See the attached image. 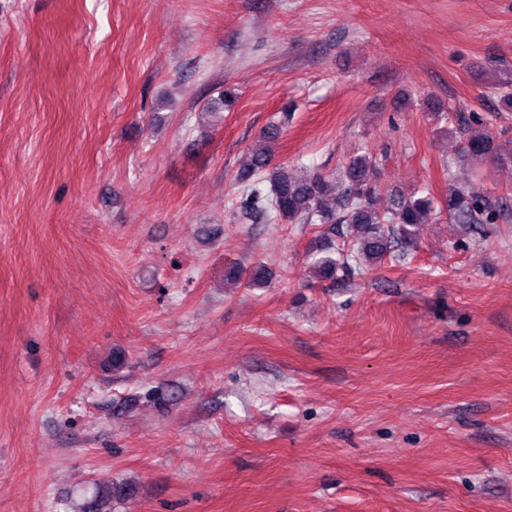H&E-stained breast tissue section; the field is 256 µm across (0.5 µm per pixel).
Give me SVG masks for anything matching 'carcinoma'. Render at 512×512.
I'll return each mask as SVG.
<instances>
[{
	"mask_svg": "<svg viewBox=\"0 0 512 512\" xmlns=\"http://www.w3.org/2000/svg\"><path fill=\"white\" fill-rule=\"evenodd\" d=\"M461 158L469 164L491 161L496 164L512 163V148L488 136L468 138L460 151ZM373 170L368 154L353 158L338 170L332 180L317 174L310 176L300 167L292 168L275 164L266 149L251 148L247 168L242 179L249 184L232 203L233 212L255 224L278 219L289 224H354L361 235L354 244L355 258L372 265L398 249L401 240L411 239L410 227L424 222V216L433 209L428 195L412 194L393 200L387 213L372 208L370 198L375 184L369 172ZM469 176H461L448 187L445 207L453 224H495L501 209L486 198L471 193L465 187ZM332 187L336 203H326L327 187ZM313 265L326 278L336 273L340 265H349V255L335 258L318 247ZM226 275L245 279L249 288L265 281V270L255 268L248 277L231 268Z\"/></svg>",
	"mask_w": 512,
	"mask_h": 512,
	"instance_id": "1",
	"label": "carcinoma"
}]
</instances>
